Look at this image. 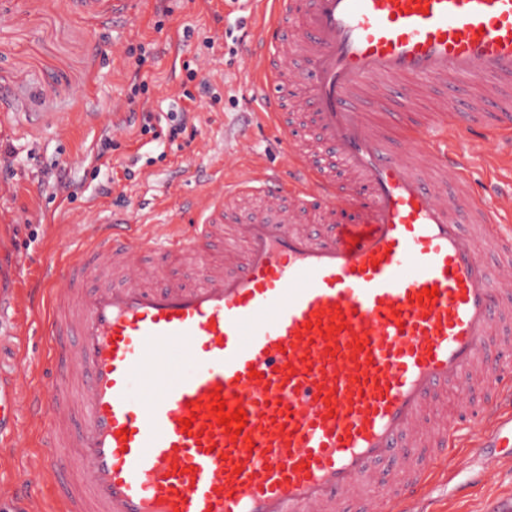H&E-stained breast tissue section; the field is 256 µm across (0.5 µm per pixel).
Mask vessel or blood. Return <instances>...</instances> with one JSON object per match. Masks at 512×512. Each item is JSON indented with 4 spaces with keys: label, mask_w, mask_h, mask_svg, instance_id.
I'll return each instance as SVG.
<instances>
[{
    "label": "vessel or blood",
    "mask_w": 512,
    "mask_h": 512,
    "mask_svg": "<svg viewBox=\"0 0 512 512\" xmlns=\"http://www.w3.org/2000/svg\"><path fill=\"white\" fill-rule=\"evenodd\" d=\"M130 2L81 5L117 15ZM258 2L245 60L284 167L194 198L192 234L115 218L78 261L43 265L50 369L28 409L61 451L57 512H342L351 499L408 512L459 449L512 447V226L441 145L458 123L483 158L503 151L512 0ZM461 78L476 84L470 110L435 101L399 145L363 113ZM354 205L361 222L339 223ZM229 225L246 244L230 273L207 253ZM190 253L182 279L156 284L148 256ZM174 350L186 369H166ZM28 378L0 384V432ZM447 391L469 421L436 417ZM220 402L244 424H220Z\"/></svg>",
    "instance_id": "b4317fda"
}]
</instances>
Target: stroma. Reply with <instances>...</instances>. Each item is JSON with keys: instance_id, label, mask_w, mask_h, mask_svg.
Masks as SVG:
<instances>
[{"instance_id": "35a3bbf8", "label": "stroma", "mask_w": 512, "mask_h": 512, "mask_svg": "<svg viewBox=\"0 0 512 512\" xmlns=\"http://www.w3.org/2000/svg\"><path fill=\"white\" fill-rule=\"evenodd\" d=\"M171 15L156 14V0H136L114 18L82 14L76 0H0V151L11 169L0 170V378L19 367L47 366L42 329L27 291L41 277L45 253L79 258L94 230L113 216L164 231L181 212L182 227L197 223L185 199L199 195L211 171L225 164L234 179L255 163L274 166L284 156L276 132L249 97L254 74L235 53L239 22L256 29L264 17L256 0H166ZM192 28L183 39V28ZM216 39V54L203 43ZM154 44L139 61L131 46ZM196 59L212 92L186 80L182 61ZM147 83L133 92L134 77ZM196 94V132L156 143L130 126L131 112L166 115L182 90ZM111 160L96 159L104 136ZM137 158L135 176L122 166ZM111 194H104V186ZM20 441L28 454L0 448V512H17L15 477L27 471L44 484V423L20 408ZM486 451L465 448L449 458L425 512H485L512 498V463L486 467Z\"/></svg>"}]
</instances>
